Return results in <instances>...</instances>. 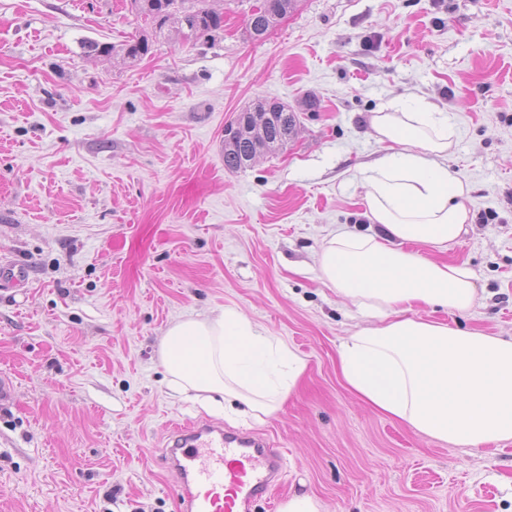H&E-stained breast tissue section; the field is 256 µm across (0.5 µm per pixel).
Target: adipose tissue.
<instances>
[{
  "mask_svg": "<svg viewBox=\"0 0 512 512\" xmlns=\"http://www.w3.org/2000/svg\"><path fill=\"white\" fill-rule=\"evenodd\" d=\"M370 124L377 140L402 146L358 175L381 231H337L318 253L323 282L379 320L341 341V374L365 402L430 438L475 448L512 440V336L400 315L413 305L466 313L477 302L466 267L409 249L447 250L470 219L469 188L447 165L456 129L429 102L381 107ZM159 357L174 393L258 422L280 410L306 369L233 309L174 321Z\"/></svg>",
  "mask_w": 512,
  "mask_h": 512,
  "instance_id": "1",
  "label": "adipose tissue"
}]
</instances>
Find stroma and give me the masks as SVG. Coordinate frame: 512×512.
Instances as JSON below:
<instances>
[{"instance_id":"35a3bbf8","label":"stroma","mask_w":512,"mask_h":512,"mask_svg":"<svg viewBox=\"0 0 512 512\" xmlns=\"http://www.w3.org/2000/svg\"><path fill=\"white\" fill-rule=\"evenodd\" d=\"M261 0H215L212 39L176 26L141 62L85 56V40L149 33L130 0H0V512H179L166 445L198 420L282 449L278 495L321 512H512V441L458 446L374 409L344 383L337 347L372 317L319 278L339 229L378 233L353 173L390 146L379 107L423 99L457 129L448 168L470 221L432 260L478 291L465 315L410 317L512 336V0H299L260 41ZM287 104L296 134L224 167V128L255 99ZM159 239L133 274L111 244ZM224 308L291 347L306 370L257 423L174 397L158 353L176 319Z\"/></svg>"}]
</instances>
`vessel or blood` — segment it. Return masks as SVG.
<instances>
[{
    "instance_id": "b4317fda",
    "label": "vessel or blood",
    "mask_w": 512,
    "mask_h": 512,
    "mask_svg": "<svg viewBox=\"0 0 512 512\" xmlns=\"http://www.w3.org/2000/svg\"><path fill=\"white\" fill-rule=\"evenodd\" d=\"M175 432L183 512H249L278 487L283 455L266 441L211 425H179Z\"/></svg>"
}]
</instances>
